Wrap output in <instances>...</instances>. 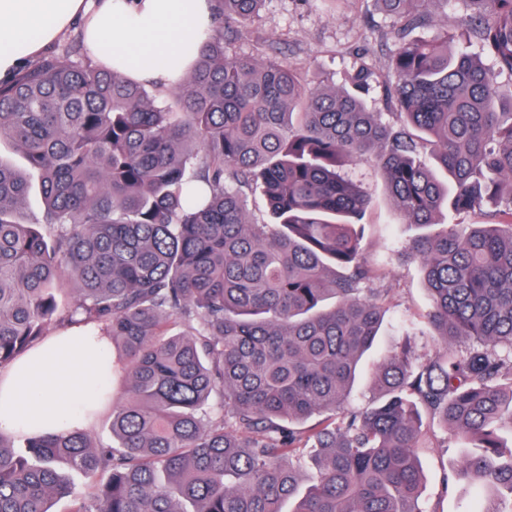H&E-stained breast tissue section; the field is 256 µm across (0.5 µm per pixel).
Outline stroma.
Segmentation results:
<instances>
[{
  "instance_id": "35a3bbf8",
  "label": "stroma",
  "mask_w": 512,
  "mask_h": 512,
  "mask_svg": "<svg viewBox=\"0 0 512 512\" xmlns=\"http://www.w3.org/2000/svg\"><path fill=\"white\" fill-rule=\"evenodd\" d=\"M391 23L378 0H267L259 16L239 27L226 52L259 61L282 59L314 88H340L360 64H367L372 74L365 106L388 121L393 107L383 87L395 80L389 65L394 49ZM343 174L370 199L364 259L378 281L393 287L377 341L350 395V407L362 408L380 396L371 383L373 364L402 344L405 323L421 321L430 300L419 264L401 258L417 230L396 209L381 174L365 161L347 163ZM460 456V446L453 442L422 450L421 503L427 512H460V489L442 486L444 475L458 467Z\"/></svg>"
}]
</instances>
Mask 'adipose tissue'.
<instances>
[{"instance_id":"1","label":"adipose tissue","mask_w":512,"mask_h":512,"mask_svg":"<svg viewBox=\"0 0 512 512\" xmlns=\"http://www.w3.org/2000/svg\"><path fill=\"white\" fill-rule=\"evenodd\" d=\"M79 28L92 62L129 79L176 86L191 65L187 39L213 32L212 0H0V79L40 59ZM99 374L94 344L78 327L49 336L0 373V430L59 433L78 428L73 407Z\"/></svg>"}]
</instances>
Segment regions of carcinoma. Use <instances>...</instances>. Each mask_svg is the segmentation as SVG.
Wrapping results in <instances>:
<instances>
[{"label":"carcinoma","instance_id":"obj_1","mask_svg":"<svg viewBox=\"0 0 512 512\" xmlns=\"http://www.w3.org/2000/svg\"><path fill=\"white\" fill-rule=\"evenodd\" d=\"M214 2L215 35L164 101L55 55L0 82V145L24 161L0 156V371L73 324L100 328V359L118 364L92 384L112 443L0 432V512L57 497L69 512H422L425 414L473 448L454 479L485 498L462 512H512V96L497 83L512 77V0H462L477 54L414 37L431 0H381L391 124L366 111L363 68L325 91L279 59L226 54L265 0ZM352 159L428 229L408 255L442 347L422 361L406 336L373 369L382 399L358 410L391 288L363 259L370 199L342 175ZM256 194L274 222L250 216ZM487 206L497 223L440 222ZM61 464L88 478L83 493Z\"/></svg>","mask_w":512,"mask_h":512}]
</instances>
